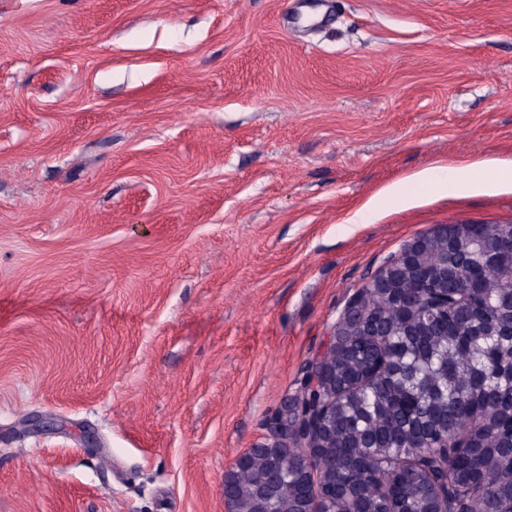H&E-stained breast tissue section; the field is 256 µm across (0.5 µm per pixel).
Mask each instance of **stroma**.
Instances as JSON below:
<instances>
[{
	"instance_id": "35a3bbf8",
	"label": "stroma",
	"mask_w": 512,
	"mask_h": 512,
	"mask_svg": "<svg viewBox=\"0 0 512 512\" xmlns=\"http://www.w3.org/2000/svg\"><path fill=\"white\" fill-rule=\"evenodd\" d=\"M467 223L512 224V0H0V512H225L346 301ZM475 165L460 166L444 161H437L435 165L419 172L411 177V180L424 185L434 186L446 194H459L469 192H481L491 189L494 183L486 179L463 180L460 177L462 171L473 168Z\"/></svg>"
}]
</instances>
